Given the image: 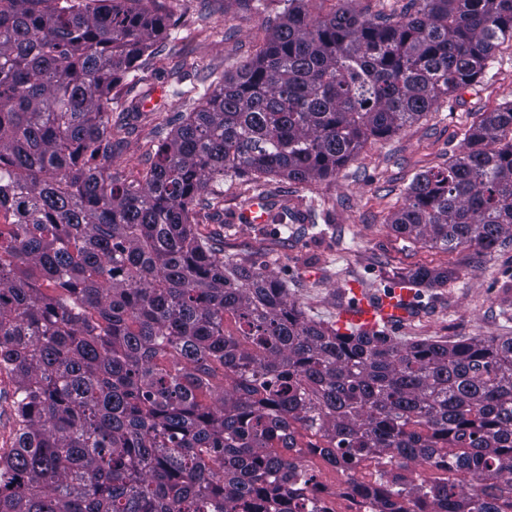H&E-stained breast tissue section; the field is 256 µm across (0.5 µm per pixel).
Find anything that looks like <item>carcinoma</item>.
<instances>
[{"label":"carcinoma","instance_id":"obj_1","mask_svg":"<svg viewBox=\"0 0 512 512\" xmlns=\"http://www.w3.org/2000/svg\"><path fill=\"white\" fill-rule=\"evenodd\" d=\"M285 2L129 179L106 107L166 31L159 2L0 0V512H336L303 449L382 512H512L511 337L342 333L194 220L230 174L333 176L479 84L512 0L395 19ZM150 94L126 84V113ZM267 205L273 224L313 210ZM389 224L446 251L511 244L512 102L416 174Z\"/></svg>","mask_w":512,"mask_h":512}]
</instances>
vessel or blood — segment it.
<instances>
[{"label":"vessel or blood","mask_w":512,"mask_h":512,"mask_svg":"<svg viewBox=\"0 0 512 512\" xmlns=\"http://www.w3.org/2000/svg\"><path fill=\"white\" fill-rule=\"evenodd\" d=\"M350 299L338 314L340 328L353 327L371 331L390 327L407 320L417 309L412 289L404 285L390 286L379 294H368L358 287H350Z\"/></svg>","instance_id":"obj_1"}]
</instances>
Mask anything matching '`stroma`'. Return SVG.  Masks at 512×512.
Here are the masks:
<instances>
[{"label":"stroma","mask_w":512,"mask_h":512,"mask_svg":"<svg viewBox=\"0 0 512 512\" xmlns=\"http://www.w3.org/2000/svg\"><path fill=\"white\" fill-rule=\"evenodd\" d=\"M170 17L154 41L145 64L131 77L159 92L155 110L135 120L132 133L113 129L116 158L131 178L149 167L156 151L183 120L185 112L172 88L201 92L211 74H223L252 58L282 0H264L243 10L237 0H160ZM512 101V42L499 44L478 86L442 99L396 134L367 142L335 177L298 183L279 176L258 180L228 176L220 213L197 208L195 220L222 228L225 253L264 268L288 282L305 314L332 322L355 280L385 292L402 274L419 266L449 268L447 286L421 288L419 312L394 331L396 339L455 341L468 337L512 336V245L477 258L467 250L434 249L398 234L388 217L406 202L417 173L447 164L464 146L467 129ZM263 190L274 201L314 204L313 221L284 230L275 224L238 220L248 197Z\"/></svg>","instance_id":"stroma-1"}]
</instances>
